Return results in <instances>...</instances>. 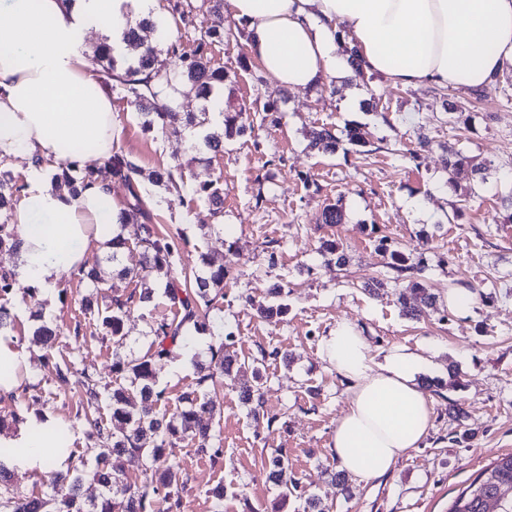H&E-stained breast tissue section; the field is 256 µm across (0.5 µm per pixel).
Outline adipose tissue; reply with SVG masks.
Wrapping results in <instances>:
<instances>
[{
    "label": "adipose tissue",
    "mask_w": 512,
    "mask_h": 512,
    "mask_svg": "<svg viewBox=\"0 0 512 512\" xmlns=\"http://www.w3.org/2000/svg\"><path fill=\"white\" fill-rule=\"evenodd\" d=\"M245 27L251 57L287 90L342 83L356 71L393 83L477 90L512 68V0H227ZM160 22L158 0H0V159L26 161V186L12 210L22 286L51 294L60 273L84 270L118 232L110 182L78 194L43 182L45 160L79 166L109 159L118 127L112 94L83 46L101 30L124 54L129 19ZM348 386L331 449L360 482L385 475L429 435L433 400L418 381L421 355L404 346L376 358L351 323L319 346ZM50 424L27 425L18 442L31 462L66 470Z\"/></svg>",
    "instance_id": "obj_1"
}]
</instances>
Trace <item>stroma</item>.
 I'll return each instance as SVG.
<instances>
[{
	"label": "stroma",
	"instance_id": "stroma-1",
	"mask_svg": "<svg viewBox=\"0 0 512 512\" xmlns=\"http://www.w3.org/2000/svg\"><path fill=\"white\" fill-rule=\"evenodd\" d=\"M190 7L181 17L175 4ZM165 26L150 33L164 46L163 69L180 61L167 53L174 41L192 49L202 28L213 22L203 0H158ZM244 42L213 43V66L228 74L214 91L220 102L246 105L252 135L226 141L224 151L203 145L221 130L219 108L195 138L145 129L144 117L128 104L119 84H112V110L119 128L117 148L144 171L176 167L177 188L141 180L140 191L161 230L175 235L178 267L193 274L205 261L223 265L224 296L210 311L215 333L232 334L233 351L246 362H260L263 408L253 417L232 383L218 385L210 397L218 415L213 433L221 439L222 458L180 444L175 450L185 488L181 512H216L208 491L224 487L223 512H305L307 495H316L327 512H448L454 497L501 455L512 453V223L502 216L503 196L512 185V70L484 93L439 87H405L381 76L356 83L371 96L363 111L344 106L347 85L327 81L306 91H286L256 61L242 62ZM456 106L464 119L450 123L446 109ZM337 133L359 126L371 151L341 141L332 154L311 150L306 136L318 126ZM434 143L417 150L416 132ZM463 150L473 163L488 164L486 181L460 180L443 193L447 179L446 147ZM314 180L316 189L305 188ZM216 180L224 188V212L196 193L198 184ZM418 199L423 212L406 207ZM342 208L343 223L326 225L327 204ZM419 263L418 275L438 296L436 307H422L419 319L402 316L392 271L377 251L380 237ZM335 240L348 255L346 265L327 262L320 244ZM381 279L379 296L363 291ZM286 291L288 314L265 321L257 306L271 303L272 284ZM472 286L474 303L449 307L448 291ZM89 289L77 275L62 273L52 297L42 291L15 295L5 305L14 318L11 332L27 354L17 397L0 393V437L14 438V411L26 417L55 420L73 455L71 465L93 460L96 448L80 409L79 373L115 384L112 340L100 335L93 316L81 303ZM162 294L149 305L134 304L124 322L126 348L147 353L148 324L165 311ZM60 331L56 352L78 370L61 383L43 366L44 351L31 342L37 321ZM341 322L355 325L374 355L400 345L421 353L431 367L429 378L442 384L434 396L433 427L424 446L411 449L383 477L367 483L334 481L339 465L330 448L337 419L348 403L343 379L319 355V343L335 335ZM81 327L85 342L73 338ZM213 335L197 334L157 366L158 386L169 404L194 387L198 366L207 360ZM280 357H272V350ZM461 371L460 386L449 383L448 367ZM458 403L467 416L449 415ZM282 449L301 483V496L280 505L277 489L265 478V464Z\"/></svg>",
	"mask_w": 512,
	"mask_h": 512
}]
</instances>
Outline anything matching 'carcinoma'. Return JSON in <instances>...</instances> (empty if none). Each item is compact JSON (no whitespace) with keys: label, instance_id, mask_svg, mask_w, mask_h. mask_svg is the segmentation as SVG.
<instances>
[{"label":"carcinoma","instance_id":"1","mask_svg":"<svg viewBox=\"0 0 512 512\" xmlns=\"http://www.w3.org/2000/svg\"><path fill=\"white\" fill-rule=\"evenodd\" d=\"M210 10L218 22L209 26L194 40L190 51L170 44L168 51L179 56L180 67L173 74L161 71L158 66L157 48L148 39L147 33L156 26L146 20L128 24L124 42L131 54V62L124 72L112 76L126 93L127 100L142 115L147 129L159 128L171 134L182 133V128L172 124L176 114L174 103L165 94V88L177 83L186 92L208 99L217 83L225 80L224 70L211 65L207 48L215 42L233 41L243 36L239 28H224L222 9L224 0H209ZM253 129L243 120V112H224L222 131L206 136L205 147L217 154L224 150V140L241 136ZM313 147L333 151L338 137L328 127L322 126L310 132ZM468 165V157L461 150L448 153V183L455 185V177ZM148 181L177 188L175 171L172 167L158 168L143 174L141 167L131 158L117 151L108 160L93 167L80 168L66 161L61 167L58 179L73 193L86 181L98 177L120 180L129 190L127 209L121 214L120 233L112 237V255L109 261L120 267L118 276L140 284L141 291L129 294L112 292L109 301L94 306L92 299L85 300L84 313L96 316L102 330L112 337L113 345H123L125 338L124 317L134 302H152L155 289L150 279L164 281L163 294L168 300L170 312L161 313L149 323L153 340L149 351L142 357L127 359L114 354L112 372L122 382L109 386L102 385L85 374L81 380L83 399L80 412L85 423L91 428L96 439L98 452L94 457L93 480L104 490L98 501L86 502L80 494L83 471L70 468L66 471H49L47 491L38 496H25L12 492L9 486V471L0 463V512H180L182 498L180 490L183 481L178 468L171 462L173 449L184 441H190L203 451L211 452L218 458L224 449L214 444L212 420L215 410L206 397V390L224 381L234 382L247 369H252L253 383L239 387V398L252 405L251 413L257 417L262 409L260 381L257 366L248 367L229 350L224 338L209 345L210 361L199 365L200 376L196 387L183 392L179 407L167 414L156 413L158 404L165 401V392L157 388L156 365L169 357L174 349L190 340L194 331L205 334L211 330L209 313L217 297L224 296V266L207 263L208 271L203 275L179 278L174 274L178 247L174 238L158 231L151 223V213L139 193L138 181ZM22 186L14 181L7 171L0 170V217H8L13 201ZM196 192L207 198L214 206V214L222 212L224 198L217 184L204 183ZM137 240L141 251L138 256L125 255L127 245L125 234ZM378 251L385 260V266L396 273V279L408 280L398 290V303L409 318L417 316L415 301L428 306L436 302V295L425 288L416 277L421 268L410 262L404 252L391 248L387 239L379 240ZM80 279L98 295L109 287L110 272L95 267L80 274ZM31 288L18 287L16 273L12 270L0 272V300ZM283 288L272 289V303L257 309L261 319H281L288 314V305L277 301ZM32 340L46 349L44 367L61 381L77 374L75 363L54 355L58 334L47 325L37 327ZM107 403L109 419L100 415L102 403ZM143 455L147 460L149 476L139 488L128 483L122 467L117 464L124 456ZM267 481L279 490L282 501L298 492V482L288 471V462L280 451H275L267 470ZM506 489L512 490V453L503 455L487 467L452 501L448 512H512V495L502 498Z\"/></svg>","mask_w":512,"mask_h":512}]
</instances>
